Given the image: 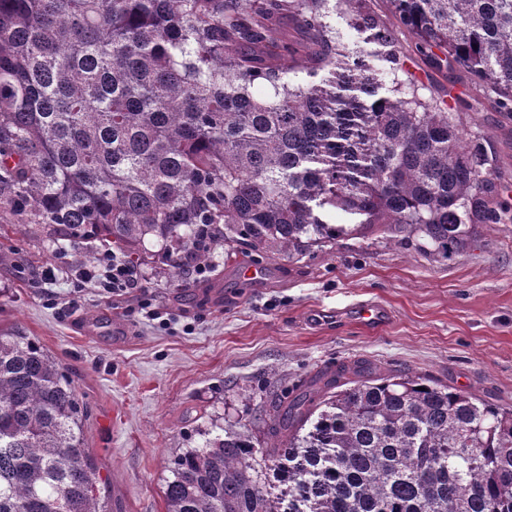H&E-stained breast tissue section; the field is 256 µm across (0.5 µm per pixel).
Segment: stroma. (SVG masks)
<instances>
[{
	"mask_svg": "<svg viewBox=\"0 0 512 512\" xmlns=\"http://www.w3.org/2000/svg\"><path fill=\"white\" fill-rule=\"evenodd\" d=\"M370 7L426 93L460 95L467 128L512 179V116L469 91L462 71L418 54L388 0ZM0 246L13 252L0 264V333L35 340L72 380L85 448L105 480V512H165L174 456L228 421L263 435L276 395L339 363L425 375L512 408V223L480 227L474 245L448 261L411 245L344 239L290 258L228 259L219 250L202 278L144 264L141 289L119 304L75 276L44 290L45 267L60 254L80 265L79 250L5 223ZM258 262L262 277L242 279ZM146 300L166 323L145 318ZM367 302L388 310L381 329L353 319Z\"/></svg>",
	"mask_w": 512,
	"mask_h": 512,
	"instance_id": "obj_1",
	"label": "stroma"
}]
</instances>
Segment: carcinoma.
I'll return each mask as SVG.
<instances>
[{"label":"carcinoma","mask_w":512,"mask_h":512,"mask_svg":"<svg viewBox=\"0 0 512 512\" xmlns=\"http://www.w3.org/2000/svg\"><path fill=\"white\" fill-rule=\"evenodd\" d=\"M389 2L419 51L512 114V0ZM505 189L368 0H0L3 222L177 278L184 251L375 234L446 260L512 223ZM80 413L58 362L0 334V512H104ZM268 418L265 442L228 423L177 454L166 512H512V408L357 363Z\"/></svg>","instance_id":"1"}]
</instances>
